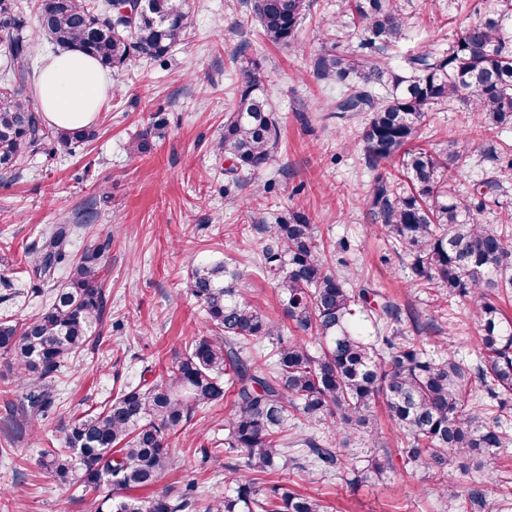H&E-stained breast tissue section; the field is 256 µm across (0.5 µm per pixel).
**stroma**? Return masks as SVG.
Instances as JSON below:
<instances>
[{
    "label": "stroma",
    "mask_w": 512,
    "mask_h": 512,
    "mask_svg": "<svg viewBox=\"0 0 512 512\" xmlns=\"http://www.w3.org/2000/svg\"><path fill=\"white\" fill-rule=\"evenodd\" d=\"M404 3L414 26L403 48L416 52L447 47L455 26L474 18L477 0ZM341 4L314 0L298 46L288 49L261 36L244 0H185L192 22L186 39L164 62L144 59L112 76L95 141L29 155L19 177L0 180V316L23 317L47 303L50 287L29 268L25 253L43 230L74 225L69 250L76 257L96 240H112L102 344L71 359L57 385L56 407L39 431L27 417H0V448L12 450L0 458V512H95L94 495L58 482L39 467V453L58 437L63 421L138 381L142 371L166 373L185 343L205 334L204 312L187 290L196 263L234 259L244 297L283 322L284 335L292 334L273 283L260 276L254 258L265 243L259 225L297 209L318 225L332 269L348 265L359 273L353 288L372 289L396 304L402 331L428 351L446 350L476 364L477 331L465 302L411 287L409 262L369 213L373 174L361 148L362 127L332 117L327 103L336 88L313 76L317 34L340 17ZM248 60L261 67L282 129L276 160L262 175L273 190L258 199L251 184L228 181L224 160L212 150ZM147 127L154 130L150 150L130 156L129 139ZM422 138L437 147L452 138L475 150L482 144L462 113L441 107L430 112ZM232 412L228 395L173 436L180 466L163 485L192 480L202 497L223 496L237 459H207L202 451L223 437ZM375 426L395 465L389 479L351 485L343 476L291 465L270 475V484L319 497L328 512H444V499L427 490L428 470L404 465L401 435L386 414H378ZM503 479L512 481V446L489 469L449 476L448 491L491 489Z\"/></svg>",
    "instance_id": "obj_1"
}]
</instances>
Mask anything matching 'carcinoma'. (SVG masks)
Here are the masks:
<instances>
[{
	"label": "carcinoma",
	"mask_w": 512,
	"mask_h": 512,
	"mask_svg": "<svg viewBox=\"0 0 512 512\" xmlns=\"http://www.w3.org/2000/svg\"><path fill=\"white\" fill-rule=\"evenodd\" d=\"M270 42L293 48L313 0H247ZM346 16L361 29L356 49L339 52L344 25L323 35L329 49L313 63V75L341 89L332 105L340 120L363 116L362 148L369 166L387 163L398 186L379 173L369 203L381 230L410 258L412 285L446 288L448 298L466 300L478 325V364L450 355L432 356L413 339L384 324L398 321L397 308L373 306L370 291H354L349 272L330 270L325 248L307 214L293 211L269 226L256 264L278 290L286 317L299 331L283 335L280 323L245 301L240 275L225 262L191 269L188 288L212 325L197 336L167 375L127 384L94 410L74 415L60 428V448L41 450L39 464L63 483L73 480L96 492L110 478L111 493L96 512H196L194 484L167 487L147 497L128 491L156 485L178 459L170 435L193 415L234 394L224 448H204L242 459L244 475L203 512H323L312 496L264 475L296 464L327 474L350 471L354 479L384 480L394 471L373 433L374 409L382 402L402 433L403 463L423 466L432 492L448 497V512H488V490L471 486L448 495V475L492 464L512 437L501 413L512 409V319L492 297L512 290V235L505 225L483 221L512 182V144L500 141L512 129V0H478L476 16L459 27L448 49L430 48L392 66L391 54L409 28L402 0H344ZM39 31L57 48H78L110 71L141 59L159 60L185 40L191 19L184 0H143L135 15L120 13L113 0H36ZM0 35L6 44L0 71V176L20 173V164L53 142H89L96 130L48 127L29 97L27 60L33 43L17 0H0ZM458 107L476 121L488 144L485 177L462 197L457 174L470 167L469 146L443 148L418 143L428 112ZM279 118L254 62L242 68L237 107L224 120L215 151L232 161L228 173L257 176L275 159ZM73 227L55 224L27 248L42 282L64 265L68 277L49 303L24 318L0 319V357L24 392L21 408L38 421L51 413L54 385L67 361L100 341L107 305L103 260L110 241L73 257ZM271 345L274 361L261 370V350ZM486 391L497 410L481 401ZM300 414L309 429H329L341 438L326 446L313 434L288 436V420ZM366 466L348 468L353 456Z\"/></svg>",
	"instance_id": "cac0c4a2"
}]
</instances>
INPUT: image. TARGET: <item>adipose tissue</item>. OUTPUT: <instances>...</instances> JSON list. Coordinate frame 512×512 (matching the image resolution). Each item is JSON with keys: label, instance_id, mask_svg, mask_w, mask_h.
I'll return each mask as SVG.
<instances>
[{"label": "adipose tissue", "instance_id": "1", "mask_svg": "<svg viewBox=\"0 0 512 512\" xmlns=\"http://www.w3.org/2000/svg\"><path fill=\"white\" fill-rule=\"evenodd\" d=\"M109 79L79 50L59 53L36 72V103L45 119L59 128L92 123L106 99Z\"/></svg>", "mask_w": 512, "mask_h": 512}]
</instances>
